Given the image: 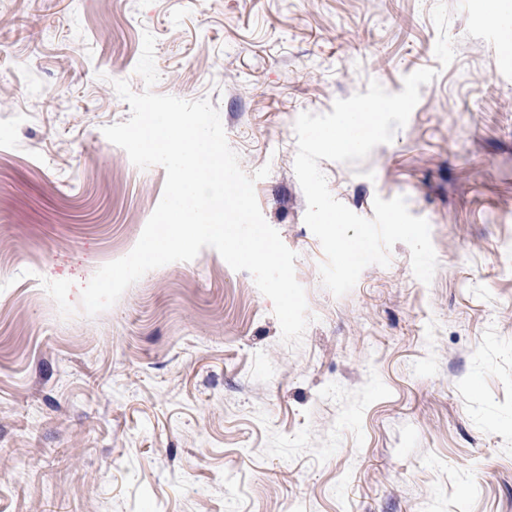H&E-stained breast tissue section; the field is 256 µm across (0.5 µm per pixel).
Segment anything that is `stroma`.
Returning <instances> with one entry per match:
<instances>
[{"label": "stroma", "instance_id": "obj_1", "mask_svg": "<svg viewBox=\"0 0 512 512\" xmlns=\"http://www.w3.org/2000/svg\"><path fill=\"white\" fill-rule=\"evenodd\" d=\"M0 0V512H512V0ZM155 39V93L209 100L298 258L312 318L211 248L90 317L82 287L162 198L103 135ZM437 72L391 143L321 161L373 217L405 196L437 268L396 243L335 297L304 222L294 122Z\"/></svg>", "mask_w": 512, "mask_h": 512}]
</instances>
